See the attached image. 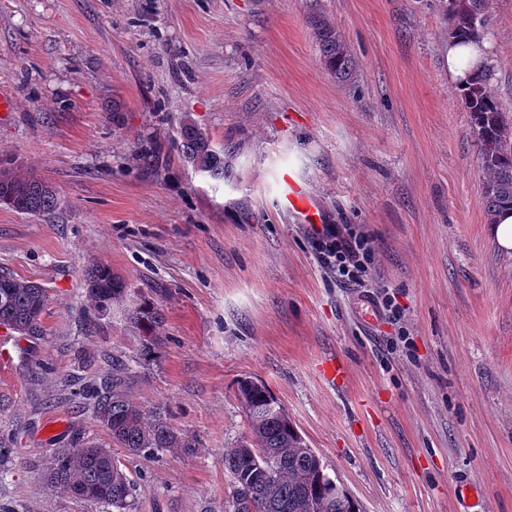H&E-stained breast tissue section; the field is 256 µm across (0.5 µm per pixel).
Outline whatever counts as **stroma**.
<instances>
[{
  "label": "stroma",
  "instance_id": "stroma-1",
  "mask_svg": "<svg viewBox=\"0 0 512 512\" xmlns=\"http://www.w3.org/2000/svg\"><path fill=\"white\" fill-rule=\"evenodd\" d=\"M315 11L358 61L345 83L321 61ZM483 16L488 90L512 113V0ZM448 28L442 0H0V159L59 199L40 217L0 205V274L49 294L41 335L0 326V512H112L44 474L78 438L107 442L89 405L116 360L130 399L196 441L115 449L126 512H230L245 378L360 512H512V251L484 209ZM186 118L223 147V180L141 172L138 135ZM288 178L317 198V224L283 207ZM319 224L373 240L368 280L403 320L322 263ZM94 264L127 284L101 312ZM143 303L162 315L146 364L129 319Z\"/></svg>",
  "mask_w": 512,
  "mask_h": 512
}]
</instances>
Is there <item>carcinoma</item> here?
<instances>
[{
	"instance_id": "cac0c4a2",
	"label": "carcinoma",
	"mask_w": 512,
	"mask_h": 512,
	"mask_svg": "<svg viewBox=\"0 0 512 512\" xmlns=\"http://www.w3.org/2000/svg\"><path fill=\"white\" fill-rule=\"evenodd\" d=\"M449 35L480 39L485 30L475 0H446ZM308 23L325 69L336 81L348 80L357 67L341 33L325 15L315 12ZM486 79L459 89L478 142V169L483 176L486 214L512 208V117L487 91ZM134 160L142 170L157 173L172 161L216 181L224 180V146L213 144L193 121H182L176 136L163 146L146 134L135 142ZM0 205L31 216L55 209L58 197L51 182L33 172L0 164ZM87 302L97 312L126 292V283L106 266L86 271ZM48 293L26 279L0 275V326L22 336L42 333ZM131 319L140 326L147 349L158 336L161 317L151 307L138 308ZM129 368L112 367V379L97 393L96 421L107 431V444L86 441L58 454L46 481L54 488L91 504L125 509L131 479L112 454V447L132 455L166 448H194V440L175 432L159 412H147L126 392ZM236 397L246 418L247 432L224 448V471L232 488L233 512H358L355 501L324 471L316 451L308 446L286 411L261 381L244 379Z\"/></svg>"
}]
</instances>
